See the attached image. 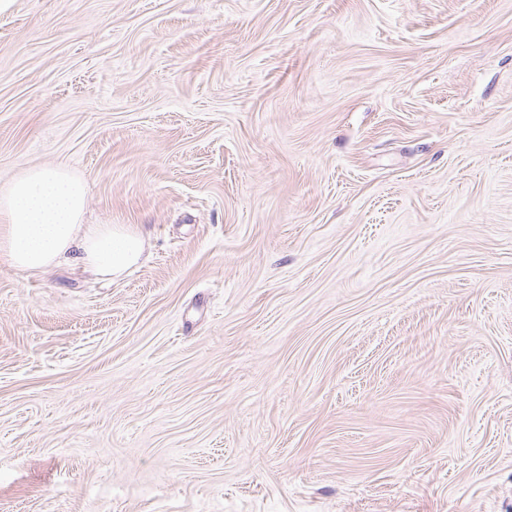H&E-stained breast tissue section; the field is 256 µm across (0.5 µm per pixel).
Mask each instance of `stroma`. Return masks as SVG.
Segmentation results:
<instances>
[{"label": "stroma", "instance_id": "35a3bbf8", "mask_svg": "<svg viewBox=\"0 0 512 512\" xmlns=\"http://www.w3.org/2000/svg\"><path fill=\"white\" fill-rule=\"evenodd\" d=\"M42 165L145 252L0 258V512H512V0H14Z\"/></svg>", "mask_w": 512, "mask_h": 512}]
</instances>
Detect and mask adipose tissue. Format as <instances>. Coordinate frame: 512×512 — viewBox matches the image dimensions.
<instances>
[{
    "instance_id": "1",
    "label": "adipose tissue",
    "mask_w": 512,
    "mask_h": 512,
    "mask_svg": "<svg viewBox=\"0 0 512 512\" xmlns=\"http://www.w3.org/2000/svg\"><path fill=\"white\" fill-rule=\"evenodd\" d=\"M86 181L63 166L24 169L0 194V257L45 272L78 258L103 278L140 261L143 238L118 224L84 221Z\"/></svg>"
}]
</instances>
